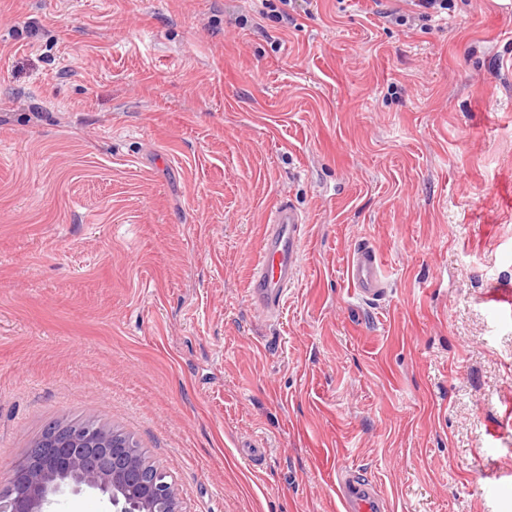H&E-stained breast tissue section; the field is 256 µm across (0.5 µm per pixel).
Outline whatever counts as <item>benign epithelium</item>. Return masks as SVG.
<instances>
[{
	"mask_svg": "<svg viewBox=\"0 0 512 512\" xmlns=\"http://www.w3.org/2000/svg\"><path fill=\"white\" fill-rule=\"evenodd\" d=\"M66 490L97 492L113 512H183L168 473L110 427L53 424L0 484V512H49Z\"/></svg>",
	"mask_w": 512,
	"mask_h": 512,
	"instance_id": "benign-epithelium-1",
	"label": "benign epithelium"
}]
</instances>
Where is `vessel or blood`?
<instances>
[{"label":"vessel or blood","instance_id":"b4317fda","mask_svg":"<svg viewBox=\"0 0 512 512\" xmlns=\"http://www.w3.org/2000/svg\"><path fill=\"white\" fill-rule=\"evenodd\" d=\"M305 218L283 202L269 214L259 256L252 274L250 296L257 312L278 318L284 297L303 261ZM352 293L363 301H376L387 293V278L378 251L370 244L353 247L347 262ZM338 512H389L387 498L377 485L353 468L336 471Z\"/></svg>","mask_w":512,"mask_h":512}]
</instances>
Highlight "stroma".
<instances>
[{"instance_id": "35a3bbf8", "label": "stroma", "mask_w": 512, "mask_h": 512, "mask_svg": "<svg viewBox=\"0 0 512 512\" xmlns=\"http://www.w3.org/2000/svg\"><path fill=\"white\" fill-rule=\"evenodd\" d=\"M400 5L0 0V479L92 417L184 512H337L341 464L390 512H512V11ZM283 201L304 260L270 321ZM412 8L409 13H403L400 10L378 11L380 17L387 18L401 26H413L416 21L422 22V25L431 22L433 18L440 17L442 14L448 16V12L455 7L454 0H404ZM402 13V14H401ZM418 24H416L417 26ZM266 223L249 291L254 309L276 319L302 265L306 220L292 204L282 202ZM347 279L352 293L363 301L379 300L388 290L379 252L369 243L357 244L351 250Z\"/></svg>"}]
</instances>
